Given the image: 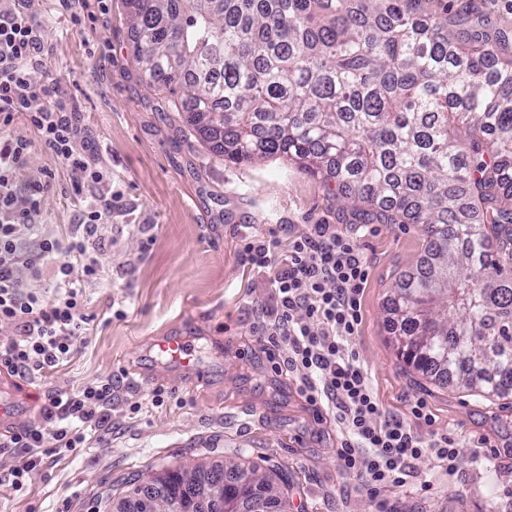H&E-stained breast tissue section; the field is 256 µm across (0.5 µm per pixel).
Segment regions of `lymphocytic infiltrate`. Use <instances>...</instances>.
I'll list each match as a JSON object with an SVG mask.
<instances>
[{"label":"lymphocytic infiltrate","instance_id":"f902f5d3","mask_svg":"<svg viewBox=\"0 0 512 512\" xmlns=\"http://www.w3.org/2000/svg\"><path fill=\"white\" fill-rule=\"evenodd\" d=\"M34 5L0 0V129L22 119L35 134L31 140L0 136V324L14 327L0 340V369L21 379L46 377L85 344L91 322L86 290L104 278L94 251L111 238L112 215L122 207L72 112L31 78L44 49ZM36 144L65 166L75 197L88 187L98 189L84 201L78 223L61 230L36 221L50 179H21ZM243 252L273 288V304L260 306L253 330L285 350L283 364L299 373L307 401L334 415L343 435L345 474L375 490L404 485L411 460L423 455L452 464L459 448L447 434L424 437L403 418L384 415L351 351L370 275L352 242L335 225L314 224L286 243L273 232L246 240ZM47 276L53 281L49 290L41 286ZM113 397L108 377L76 391L48 393L40 424L21 426L6 440L21 454L0 474V488L23 492L45 457L76 454L90 434L104 436L112 427Z\"/></svg>","mask_w":512,"mask_h":512}]
</instances>
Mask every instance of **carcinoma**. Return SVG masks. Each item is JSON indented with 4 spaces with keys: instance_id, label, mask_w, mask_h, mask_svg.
Instances as JSON below:
<instances>
[{
    "instance_id": "1",
    "label": "carcinoma",
    "mask_w": 512,
    "mask_h": 512,
    "mask_svg": "<svg viewBox=\"0 0 512 512\" xmlns=\"http://www.w3.org/2000/svg\"><path fill=\"white\" fill-rule=\"evenodd\" d=\"M147 85L224 160L279 157L361 224H421L389 299L402 359L512 396V31L448 0H126ZM224 476V499L246 494ZM182 492L184 468L164 471ZM240 476L274 490L256 469Z\"/></svg>"
}]
</instances>
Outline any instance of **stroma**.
I'll list each match as a JSON object with an SVG mask.
<instances>
[{
	"label": "stroma",
	"mask_w": 512,
	"mask_h": 512,
	"mask_svg": "<svg viewBox=\"0 0 512 512\" xmlns=\"http://www.w3.org/2000/svg\"><path fill=\"white\" fill-rule=\"evenodd\" d=\"M36 22L45 44L33 81L72 104L123 207L114 240L96 258L106 283L87 292V344L39 380H18L14 395H33L21 424L40 420L49 390L118 381L112 433L75 456L48 458L21 496L0 492V512H113L129 479L173 465H257L288 485V512H512V397L489 401L453 384L425 379L397 354L384 303L398 277L418 265L427 242L419 224H354L321 179L272 157L233 164L213 154L179 113L141 80L129 48L125 0H40ZM54 173L41 222L74 224L81 205L67 172L41 146L25 179ZM151 227L142 234L140 225ZM312 224H332L368 258L363 322L354 341L384 410L407 416L421 400L433 425L460 454L454 472L435 457L413 460L401 487L371 494L340 465L331 414L309 405L297 375L278 372L264 337L252 330L267 299L265 273L251 270L244 239L276 232L288 240ZM183 336L198 349L189 371L161 358L156 341ZM164 402H151L154 389ZM140 404L130 414L132 404Z\"/></svg>",
	"instance_id": "35a3bbf8"
}]
</instances>
